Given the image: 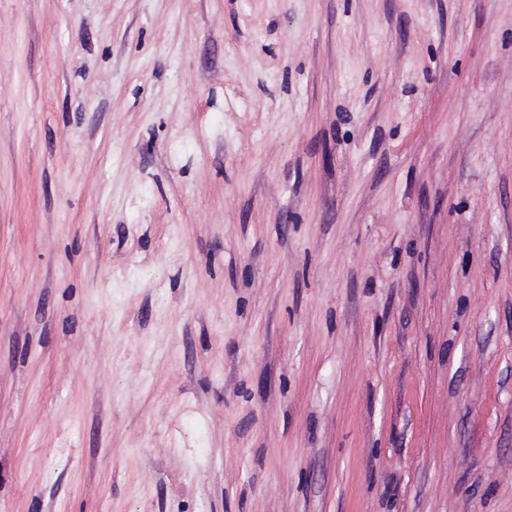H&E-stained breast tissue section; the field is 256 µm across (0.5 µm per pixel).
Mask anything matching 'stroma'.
<instances>
[{"label": "stroma", "mask_w": 512, "mask_h": 512, "mask_svg": "<svg viewBox=\"0 0 512 512\" xmlns=\"http://www.w3.org/2000/svg\"><path fill=\"white\" fill-rule=\"evenodd\" d=\"M0 512H512V0H0Z\"/></svg>", "instance_id": "obj_1"}]
</instances>
